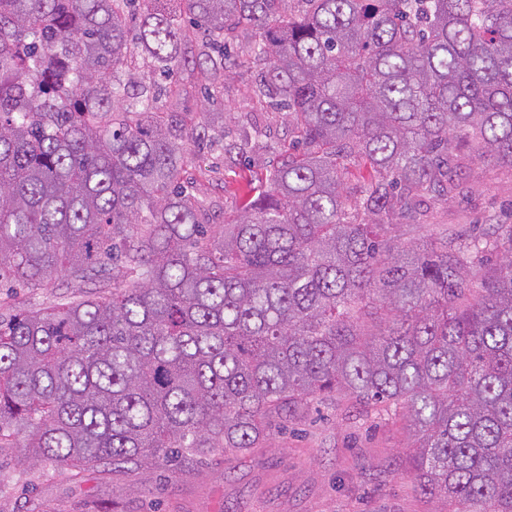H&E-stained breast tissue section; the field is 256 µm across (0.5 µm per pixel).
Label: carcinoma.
<instances>
[{
    "instance_id": "obj_1",
    "label": "carcinoma",
    "mask_w": 512,
    "mask_h": 512,
    "mask_svg": "<svg viewBox=\"0 0 512 512\" xmlns=\"http://www.w3.org/2000/svg\"><path fill=\"white\" fill-rule=\"evenodd\" d=\"M167 2L0 0V283L76 289L0 314V448L155 469L244 453L335 392L401 415L419 495L512 512V224L416 238L459 149L512 171V0ZM245 33L252 96L295 138L209 224L188 141L224 112L160 100L201 58L213 98ZM109 265L111 296L84 290Z\"/></svg>"
}]
</instances>
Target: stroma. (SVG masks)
I'll return each instance as SVG.
<instances>
[{
  "instance_id": "1",
  "label": "stroma",
  "mask_w": 512,
  "mask_h": 512,
  "mask_svg": "<svg viewBox=\"0 0 512 512\" xmlns=\"http://www.w3.org/2000/svg\"><path fill=\"white\" fill-rule=\"evenodd\" d=\"M256 75L243 65L222 84L224 137L194 151L188 168L190 192L217 223L294 137L287 111L252 98ZM428 208L433 233L443 224L482 225L490 215L511 222L512 173L474 161L462 193ZM408 439L400 416L360 414L326 398L248 453H215L150 480L110 465L77 475L48 464L28 467L18 449L0 448V512H435L408 476Z\"/></svg>"
}]
</instances>
